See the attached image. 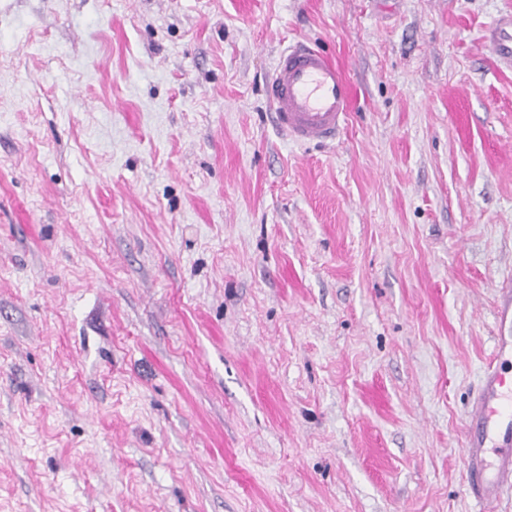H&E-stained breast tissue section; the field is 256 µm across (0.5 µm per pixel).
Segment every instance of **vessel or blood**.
Returning a JSON list of instances; mask_svg holds the SVG:
<instances>
[{"label": "vessel or blood", "instance_id": "1", "mask_svg": "<svg viewBox=\"0 0 512 512\" xmlns=\"http://www.w3.org/2000/svg\"><path fill=\"white\" fill-rule=\"evenodd\" d=\"M491 52L512 61V15L499 19L488 36ZM271 116L294 143L326 144L347 126L351 86L321 49L299 42L283 51L270 76ZM512 360V345L501 344L485 373L468 429L467 483L479 504L512 489V380L501 366Z\"/></svg>", "mask_w": 512, "mask_h": 512}]
</instances>
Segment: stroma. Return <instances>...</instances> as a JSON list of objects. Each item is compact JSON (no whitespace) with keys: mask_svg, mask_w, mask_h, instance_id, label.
I'll return each mask as SVG.
<instances>
[{"mask_svg":"<svg viewBox=\"0 0 512 512\" xmlns=\"http://www.w3.org/2000/svg\"><path fill=\"white\" fill-rule=\"evenodd\" d=\"M512 0H0V512H476ZM312 43L352 110L269 119ZM488 42L491 52L498 59H507L512 63V14L495 23L490 30ZM271 116L294 143L326 144L347 126L351 86L334 60L303 42L283 51L270 76Z\"/></svg>","mask_w":512,"mask_h":512,"instance_id":"stroma-1","label":"stroma"}]
</instances>
